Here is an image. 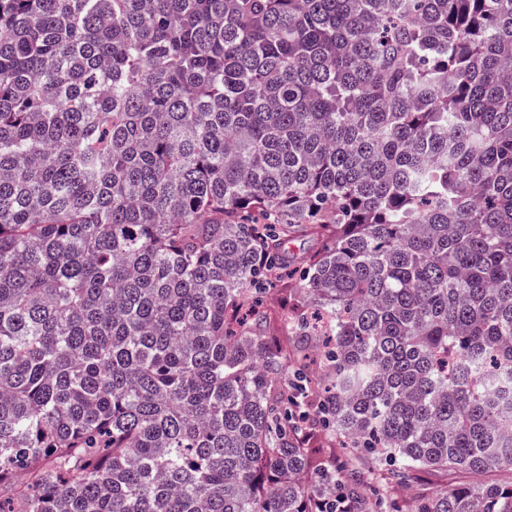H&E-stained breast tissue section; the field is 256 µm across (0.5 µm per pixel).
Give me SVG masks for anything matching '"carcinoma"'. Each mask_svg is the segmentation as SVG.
Wrapping results in <instances>:
<instances>
[{
	"mask_svg": "<svg viewBox=\"0 0 512 512\" xmlns=\"http://www.w3.org/2000/svg\"><path fill=\"white\" fill-rule=\"evenodd\" d=\"M328 435L512 471V0H0V512H512ZM336 455L348 458L350 462L356 465L361 473H364L366 476L369 475L368 478L372 487L379 489L381 493L383 492V486L380 481V474L382 471L377 470L374 473H370V471H372V466L369 460L353 455L351 448H336ZM466 479L457 474H448L443 471H414L405 484L389 490L391 496L400 502L408 503L414 498L436 490L452 487L458 481Z\"/></svg>",
	"mask_w": 512,
	"mask_h": 512,
	"instance_id": "obj_1",
	"label": "carcinoma"
}]
</instances>
